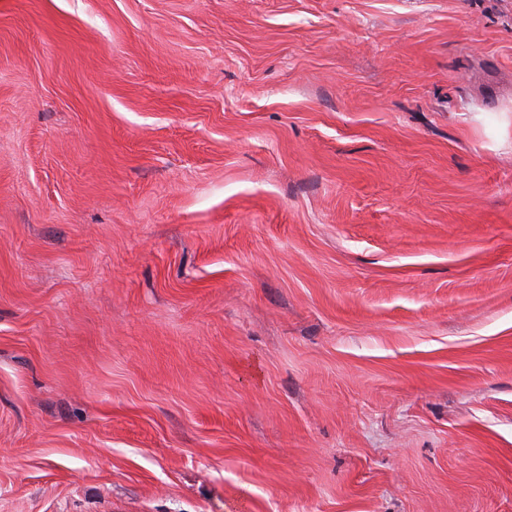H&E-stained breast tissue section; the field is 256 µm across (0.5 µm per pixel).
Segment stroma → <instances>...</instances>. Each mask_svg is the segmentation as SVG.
Wrapping results in <instances>:
<instances>
[{
  "instance_id": "1",
  "label": "stroma",
  "mask_w": 512,
  "mask_h": 512,
  "mask_svg": "<svg viewBox=\"0 0 512 512\" xmlns=\"http://www.w3.org/2000/svg\"><path fill=\"white\" fill-rule=\"evenodd\" d=\"M0 512H512V0H0Z\"/></svg>"
}]
</instances>
